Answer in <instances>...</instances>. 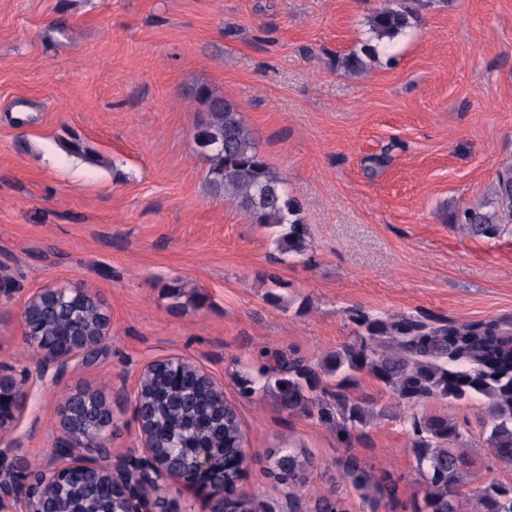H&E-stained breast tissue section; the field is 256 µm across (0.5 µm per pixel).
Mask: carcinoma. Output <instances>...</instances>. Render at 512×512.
<instances>
[{
  "label": "carcinoma",
  "instance_id": "obj_1",
  "mask_svg": "<svg viewBox=\"0 0 512 512\" xmlns=\"http://www.w3.org/2000/svg\"><path fill=\"white\" fill-rule=\"evenodd\" d=\"M424 0H400V7H385L369 19L372 41L360 52L338 60L345 71L357 73L377 46L392 41L418 18ZM203 103L195 123L196 136L209 141L200 153L209 163L208 187L223 196L255 223L270 230L279 250L297 255L307 250V228L299 204L284 190L282 178L272 170L258 148L254 133L243 122L236 103L206 86L195 90ZM456 221L486 238L498 237L512 224V167L498 177L495 210L472 208L458 212ZM175 305L196 304L198 297L179 285L170 287ZM351 320L364 334L329 354L318 365L281 358L261 387L242 384L243 394L257 390L275 397L278 404L330 426L342 443L377 418H403L413 440L417 471L426 484L418 512H461L465 480L472 467L468 440L456 421L443 411L424 413L419 408L434 398L451 402H483L488 417L486 443L504 463L512 466V330L505 321L486 319L457 322L422 321L410 317H371L354 309ZM70 320L38 323L44 336L69 331ZM372 377L393 404L358 393L359 376ZM151 402L164 401L159 429L165 449L188 452L198 439L195 413L183 402L182 392L160 377L145 382ZM242 434L237 413L224 409L214 420L211 439L224 449V496L230 512H253L249 499L236 493L242 475L229 462L239 451ZM269 474L290 485L297 482L305 460L294 449L271 454ZM474 512H512V485L490 481L479 490Z\"/></svg>",
  "mask_w": 512,
  "mask_h": 512
}]
</instances>
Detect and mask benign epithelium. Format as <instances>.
Segmentation results:
<instances>
[{
	"label": "benign epithelium",
	"instance_id": "7a95c632",
	"mask_svg": "<svg viewBox=\"0 0 512 512\" xmlns=\"http://www.w3.org/2000/svg\"><path fill=\"white\" fill-rule=\"evenodd\" d=\"M93 303L101 309L100 324L93 329L79 328L67 333L58 343L37 335L31 312L35 307L50 313L64 312L76 318L80 307ZM23 335L37 356L35 374L17 376L0 368V430L12 427L22 417L32 388L45 379L59 381L75 362L90 364L108 349L112 340V319L103 300L83 288L50 285L34 292L27 300L23 315ZM170 382L186 388L185 403L198 410L199 425L207 426L215 416L212 401L196 394L194 381L207 383L217 393L223 386L194 361L169 357ZM153 368L148 364L134 387V416L138 424L140 448L131 453L104 451L96 457L87 452L101 446L100 428L112 424V410L101 398L76 394L67 398L63 408L64 436L52 450L55 467L40 482L26 485L25 458L12 454L11 446L0 448V512H56L53 503L67 497L82 496L78 512H151L150 491L160 482L195 485L214 493L215 483L224 475V461L215 457V449L201 445L193 452L191 466L182 459L159 450L160 434L153 419L141 415L142 381ZM91 484L107 486L111 494L99 498L87 492Z\"/></svg>",
	"mask_w": 512,
	"mask_h": 512
}]
</instances>
